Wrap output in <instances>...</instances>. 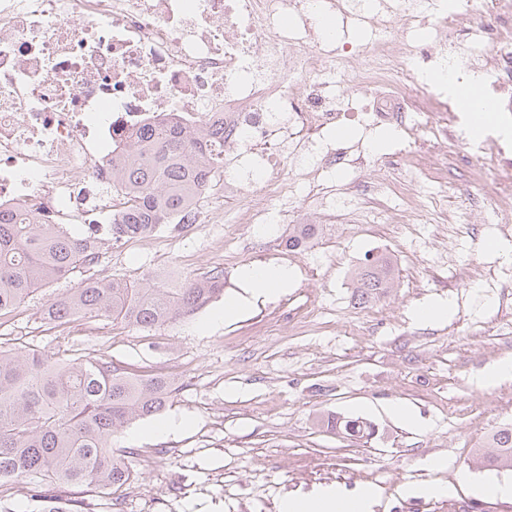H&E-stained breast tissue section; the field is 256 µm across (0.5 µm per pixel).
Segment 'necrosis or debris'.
<instances>
[{
    "mask_svg": "<svg viewBox=\"0 0 512 512\" xmlns=\"http://www.w3.org/2000/svg\"><path fill=\"white\" fill-rule=\"evenodd\" d=\"M351 0H0V206L54 224L118 207L112 163L150 118L182 129L219 127L224 198L246 200L240 224L297 223L296 203L316 210L388 191L404 202L401 224L429 208L408 173L410 146L389 156L399 180L351 178L339 198L318 190L333 169L364 156L329 142L328 132L365 99L366 126L403 138L420 129L441 143L467 144L463 170L512 171V143L473 140L466 124L427 125L448 110L451 78L476 74L501 111L512 112V0H482L490 21L461 39L454 21L473 0H385L369 18V39L338 41L320 17ZM421 25L427 40L413 39ZM290 161L294 182L280 176Z\"/></svg>",
    "mask_w": 512,
    "mask_h": 512,
    "instance_id": "necrosis-or-debris-1",
    "label": "necrosis or debris"
}]
</instances>
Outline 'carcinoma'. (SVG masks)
I'll return each mask as SVG.
<instances>
[{"label":"carcinoma","instance_id":"obj_1","mask_svg":"<svg viewBox=\"0 0 512 512\" xmlns=\"http://www.w3.org/2000/svg\"><path fill=\"white\" fill-rule=\"evenodd\" d=\"M218 133L182 130L170 122L151 124L135 136L112 165V189L127 206L103 227L73 232L64 224L10 217L0 210V316L25 303L47 284L81 275L76 286L42 309L64 326L77 320H109L138 330L173 324L196 314L224 294V271L213 269L177 284L146 276L138 280L98 278L99 240L120 242L160 231L191 208L214 177L212 152ZM321 224H291L285 245L305 249ZM360 299L376 301L395 287L385 257L352 272ZM176 395L172 380L132 372L101 356L66 351L0 349V487L38 477L117 492L135 476L134 452L112 447L130 423L161 414ZM327 427L360 438L373 434L360 421L327 420ZM485 457L496 471L512 470V426L488 439ZM34 512H82L81 502H60L35 490Z\"/></svg>","mask_w":512,"mask_h":512}]
</instances>
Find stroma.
<instances>
[{"mask_svg": "<svg viewBox=\"0 0 512 512\" xmlns=\"http://www.w3.org/2000/svg\"><path fill=\"white\" fill-rule=\"evenodd\" d=\"M419 190L437 202V215L412 224L388 221L396 197L357 201L345 223L305 250L283 241L284 224L234 223L223 197H201L219 223L171 228L156 241L104 242L92 272L137 280L147 275L184 280L224 272V296L195 316L150 331L107 321L46 323L41 308L75 279L43 288L0 320V347L55 354L60 336L81 354L175 380L178 394L164 413L188 419L166 436L144 435L148 420L118 433L113 443L136 454L132 493L121 512H280L288 496L332 486L379 491L374 512H468L470 506L512 512V498L483 493L511 482L512 471L488 469L487 437L512 425V378L489 377L512 359V301L485 285L488 269L512 272V257L488 248L497 239L492 211L470 218L468 196L490 191L458 179L449 188L431 176L440 151L426 138L414 145ZM389 256L398 286L379 302L359 303L351 272L366 258ZM285 266L294 274L283 292L254 293L246 266ZM242 310L215 321L226 300ZM442 300L446 317L413 318L423 302ZM402 403L413 419L388 414ZM358 419L370 437L326 431L321 420ZM444 459L430 470L423 462ZM437 482L439 497L405 494L408 485Z\"/></svg>", "mask_w": 512, "mask_h": 512, "instance_id": "1", "label": "stroma"}]
</instances>
